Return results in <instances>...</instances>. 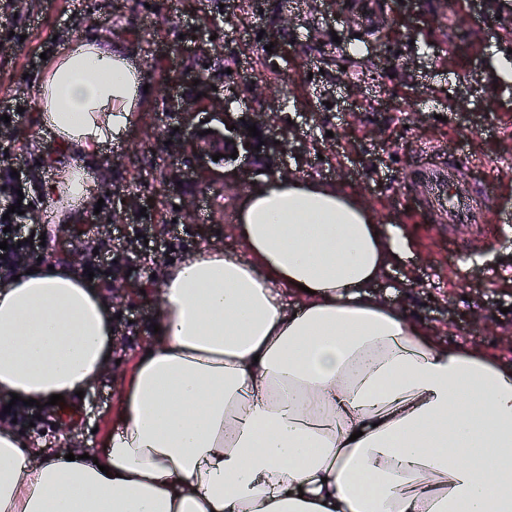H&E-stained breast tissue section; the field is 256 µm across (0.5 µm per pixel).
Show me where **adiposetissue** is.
<instances>
[{"mask_svg": "<svg viewBox=\"0 0 512 512\" xmlns=\"http://www.w3.org/2000/svg\"><path fill=\"white\" fill-rule=\"evenodd\" d=\"M145 73L80 39L36 88L65 161L50 197L130 127ZM244 255L169 267L160 327L103 449L31 463L0 430V512H512V365L435 343L365 293L408 244L353 191L299 175L253 186ZM112 314L71 267L0 280V392L73 406L109 367Z\"/></svg>", "mask_w": 512, "mask_h": 512, "instance_id": "ef3b65f1", "label": "adipose tissue"}]
</instances>
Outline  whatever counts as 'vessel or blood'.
I'll return each instance as SVG.
<instances>
[{"instance_id": "vessel-or-blood-1", "label": "vessel or blood", "mask_w": 512, "mask_h": 512, "mask_svg": "<svg viewBox=\"0 0 512 512\" xmlns=\"http://www.w3.org/2000/svg\"><path fill=\"white\" fill-rule=\"evenodd\" d=\"M425 155L426 163L410 171L422 184L424 209L448 231L465 224L475 227L466 246L479 251L490 235L486 218L496 198L494 188L472 179L473 158L466 151L442 143L426 146Z\"/></svg>"}]
</instances>
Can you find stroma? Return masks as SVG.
<instances>
[{
  "label": "stroma",
  "mask_w": 512,
  "mask_h": 512,
  "mask_svg": "<svg viewBox=\"0 0 512 512\" xmlns=\"http://www.w3.org/2000/svg\"><path fill=\"white\" fill-rule=\"evenodd\" d=\"M365 0H13L0 14V99L23 110L0 130V166L26 162L36 203L26 221L41 225L43 261L79 267L88 246L130 257L114 282L130 287L115 305L108 371L59 413L46 408L22 437L34 457L79 446L102 447L112 431L124 381L155 341L159 277L171 261L211 244L243 253L236 214L247 191L271 173L340 184L358 193L379 223L402 229L410 259L369 287L422 322L440 344L477 346L512 363V79L494 66L512 49V0H387L399 31L356 36L348 14L367 16ZM295 17L293 26L284 20ZM81 36L107 38L134 56L149 86L122 144L91 167L93 186L69 215L47 205L44 189L59 176L56 149L39 123L35 87L50 60ZM272 113L262 139L287 152L270 171L262 152L210 162L196 178L192 134L233 119ZM455 139L480 163L475 180L499 182L494 235L475 259L419 206L422 188L408 171L423 145ZM186 166L181 182L169 168ZM137 198L128 210L123 198ZM146 224V242L134 225Z\"/></svg>",
  "instance_id": "stroma-1"
}]
</instances>
